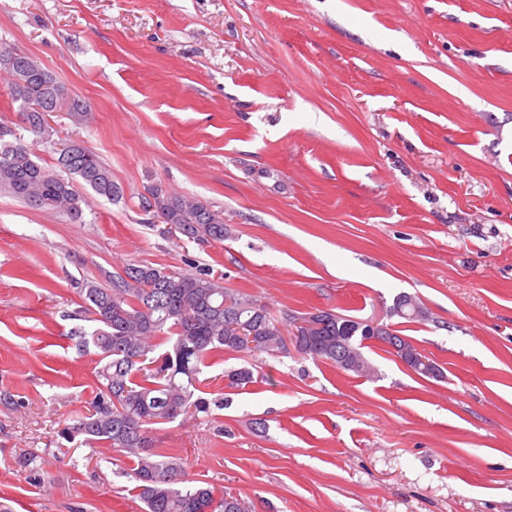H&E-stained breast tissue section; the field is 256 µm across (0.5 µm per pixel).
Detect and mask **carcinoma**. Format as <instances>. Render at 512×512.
Here are the masks:
<instances>
[{"instance_id":"carcinoma-1","label":"carcinoma","mask_w":512,"mask_h":512,"mask_svg":"<svg viewBox=\"0 0 512 512\" xmlns=\"http://www.w3.org/2000/svg\"><path fill=\"white\" fill-rule=\"evenodd\" d=\"M12 51L18 67L28 72V81L24 89L9 93L10 104L23 115V130L40 138L45 128L35 107L68 112V95L31 56L15 47ZM9 136V140L0 138L1 192L23 202L35 197L39 208L75 224L83 222L84 214V198L75 179L109 200L118 196L112 171L90 148L74 140L65 144L71 154L58 157L57 172L41 163L25 136L13 131ZM144 208L188 239L221 243L228 234L222 212L159 187L150 190ZM84 304L98 318L97 327L82 342L99 351L104 365L96 372V400L67 435L83 437L90 448L98 444L131 459L146 512H252L241 497L219 493L190 478L179 457L155 447L151 431L154 425L180 417L210 414V401L195 396L202 368L224 352L248 356L282 352V323L260 300L224 287L221 275L150 265L126 267L110 288L88 284ZM425 311L416 297L400 294L386 316L426 321ZM309 317L316 324L315 342L302 345L299 354L338 368L345 354L358 376L373 372L363 353L366 343L382 344L396 335L382 321L374 329L366 320L330 316L321 310ZM166 342L170 346L161 348ZM225 377L233 387L254 382V372L247 366L230 370Z\"/></svg>"}]
</instances>
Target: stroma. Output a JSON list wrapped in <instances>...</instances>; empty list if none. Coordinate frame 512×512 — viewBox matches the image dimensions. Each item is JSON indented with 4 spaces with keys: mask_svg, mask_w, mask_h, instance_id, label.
Segmentation results:
<instances>
[{
    "mask_svg": "<svg viewBox=\"0 0 512 512\" xmlns=\"http://www.w3.org/2000/svg\"><path fill=\"white\" fill-rule=\"evenodd\" d=\"M0 42L86 102L53 112L119 199L84 221L0 193V512H144L124 456L66 441L90 407L88 282L207 268L278 317L383 319L440 368L365 348L213 358L209 416L157 426L190 477L255 512H512V0H0ZM222 211L168 232L153 186ZM255 364V383L225 371ZM261 422L254 430L252 422ZM419 310L423 314H419ZM427 309L421 304V302L415 297L409 294H399L394 298L393 304L386 311V316L392 318L398 316L409 320L426 321Z\"/></svg>",
    "mask_w": 512,
    "mask_h": 512,
    "instance_id": "1",
    "label": "stroma"
}]
</instances>
